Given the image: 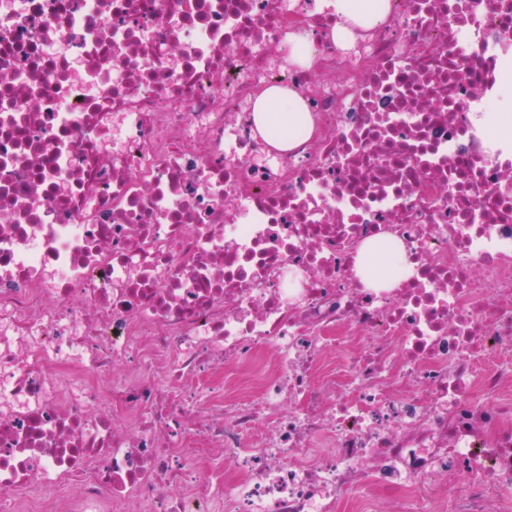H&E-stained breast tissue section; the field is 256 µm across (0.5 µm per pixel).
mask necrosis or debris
<instances>
[{"label": "necrosis or debris", "mask_w": 512, "mask_h": 512, "mask_svg": "<svg viewBox=\"0 0 512 512\" xmlns=\"http://www.w3.org/2000/svg\"><path fill=\"white\" fill-rule=\"evenodd\" d=\"M336 23L331 0H0V512H512V149L471 120L512 0H390L346 46ZM302 34L313 66L286 65ZM271 86L318 137L266 141ZM374 239L403 245L396 287L355 273ZM256 356L193 414L217 488L171 427L209 365ZM126 370L117 369L112 372V366L108 367L103 373L102 378L98 384L96 392V400H101L102 403H108L112 400L114 391L119 386Z\"/></svg>", "instance_id": "obj_1"}]
</instances>
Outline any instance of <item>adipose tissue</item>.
Listing matches in <instances>:
<instances>
[{"label":"adipose tissue","instance_id":"obj_1","mask_svg":"<svg viewBox=\"0 0 512 512\" xmlns=\"http://www.w3.org/2000/svg\"><path fill=\"white\" fill-rule=\"evenodd\" d=\"M333 6L339 21L332 31V39L344 45L351 42L354 28H370L385 19L388 0H333ZM252 118L258 129L283 149H292L314 131L312 117L302 98L296 92L277 87L258 94ZM404 262L401 243L378 241L361 250L356 259V272L366 287L392 288Z\"/></svg>","mask_w":512,"mask_h":512}]
</instances>
